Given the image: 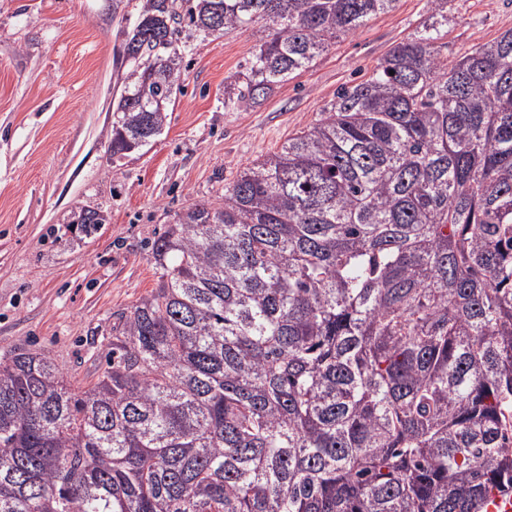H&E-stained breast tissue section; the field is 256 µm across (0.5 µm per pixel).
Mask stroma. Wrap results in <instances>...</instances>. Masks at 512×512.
Listing matches in <instances>:
<instances>
[{
	"label": "stroma",
	"mask_w": 512,
	"mask_h": 512,
	"mask_svg": "<svg viewBox=\"0 0 512 512\" xmlns=\"http://www.w3.org/2000/svg\"><path fill=\"white\" fill-rule=\"evenodd\" d=\"M145 0H0V351L43 349L74 382L96 381L114 314L156 288L150 246L191 204L224 201L252 161L315 122L412 33L426 0H398L262 101L228 112L258 29L181 23L179 88L160 134L112 154L123 45ZM448 57L512 28V0H454ZM104 219L82 233L75 220Z\"/></svg>",
	"instance_id": "stroma-1"
}]
</instances>
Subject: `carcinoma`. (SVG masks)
<instances>
[{
    "label": "carcinoma",
    "mask_w": 512,
    "mask_h": 512,
    "mask_svg": "<svg viewBox=\"0 0 512 512\" xmlns=\"http://www.w3.org/2000/svg\"><path fill=\"white\" fill-rule=\"evenodd\" d=\"M397 0H195L265 36L224 108ZM454 0L152 243L95 382L0 354V512H483L512 492V29L448 64ZM176 0L124 44L112 154L159 134Z\"/></svg>",
    "instance_id": "cac0c4a2"
}]
</instances>
